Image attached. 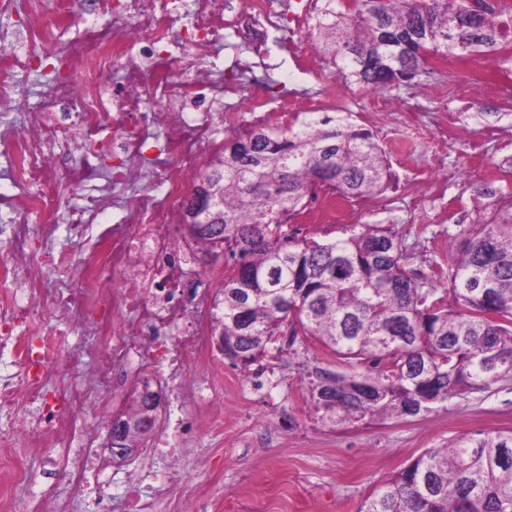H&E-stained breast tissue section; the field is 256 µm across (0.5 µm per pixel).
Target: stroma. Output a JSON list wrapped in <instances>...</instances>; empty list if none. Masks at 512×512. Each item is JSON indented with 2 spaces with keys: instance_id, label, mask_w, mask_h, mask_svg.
I'll return each instance as SVG.
<instances>
[{
  "instance_id": "1",
  "label": "stroma",
  "mask_w": 512,
  "mask_h": 512,
  "mask_svg": "<svg viewBox=\"0 0 512 512\" xmlns=\"http://www.w3.org/2000/svg\"><path fill=\"white\" fill-rule=\"evenodd\" d=\"M430 155L421 140L408 163L394 160L393 191L374 198L359 218L393 228L408 248L410 267L423 272L432 262L448 261L447 224L436 220L431 207L408 204L412 174ZM447 163L449 197L469 203L481 173L465 143L457 144ZM336 365L333 355L308 339L296 351L266 358V391L246 395L242 370L222 360L224 437L200 435L182 464L222 502L223 512H357L377 484L426 450L480 431H512V378L417 417L353 425L322 421L307 404L309 374L314 367Z\"/></svg>"
}]
</instances>
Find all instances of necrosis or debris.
Segmentation results:
<instances>
[{"label":"necrosis or debris","instance_id":"4bbe7bcc","mask_svg":"<svg viewBox=\"0 0 512 512\" xmlns=\"http://www.w3.org/2000/svg\"><path fill=\"white\" fill-rule=\"evenodd\" d=\"M0 0V18L17 15L23 29L0 25V111L23 98L18 78L32 69L36 46L52 45L66 72L48 84L19 121L0 119V159L20 193H0L7 214V260L0 261V485L29 479L20 451L40 453L46 479L113 491L95 454L99 433L123 410L127 382L156 369L187 412L158 435L154 454L166 470L147 483L133 476L118 491L124 512H155L170 485L198 491L184 471L198 412L212 434L224 433V383L207 338L217 313L214 284L222 270L195 268L200 251L183 231L184 203L224 136L255 123L284 125L300 112L336 107V78L313 39L320 0ZM281 63L315 82L298 95L273 91L241 74L264 64L271 35ZM512 108V87L474 78L453 94L429 85L409 108L372 98L363 124L388 135L400 112L405 132L428 126V170L417 172L409 201L441 198L442 214L464 220L446 199L444 159L458 139L460 117L475 93ZM247 97L245 110L232 100ZM444 100L427 124V99ZM81 191L78 203L65 199ZM358 201L322 195L305 203L300 224L351 223ZM66 227L91 245L74 253L60 242ZM89 336L93 347L71 343Z\"/></svg>","mask_w":512,"mask_h":512}]
</instances>
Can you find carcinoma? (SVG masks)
Wrapping results in <instances>:
<instances>
[{"label": "carcinoma", "mask_w": 512, "mask_h": 512, "mask_svg": "<svg viewBox=\"0 0 512 512\" xmlns=\"http://www.w3.org/2000/svg\"><path fill=\"white\" fill-rule=\"evenodd\" d=\"M324 49L366 87L406 86L440 51L489 55L498 26L464 0H327ZM220 177L224 223L194 240L236 271L218 290L212 333L245 371L270 346L310 336L349 366L317 367L311 406L332 423L416 417L512 377V185L473 188L468 224L448 225L457 246L430 273L407 265L392 228L353 224L345 236H299L288 224L313 188L346 199L383 193L385 151L350 112L302 113L286 127L227 136L200 175ZM448 283L445 292L437 284ZM135 404L112 429L140 445ZM359 512H512V432H480L429 449L382 481Z\"/></svg>", "instance_id": "cac0c4a2"}]
</instances>
